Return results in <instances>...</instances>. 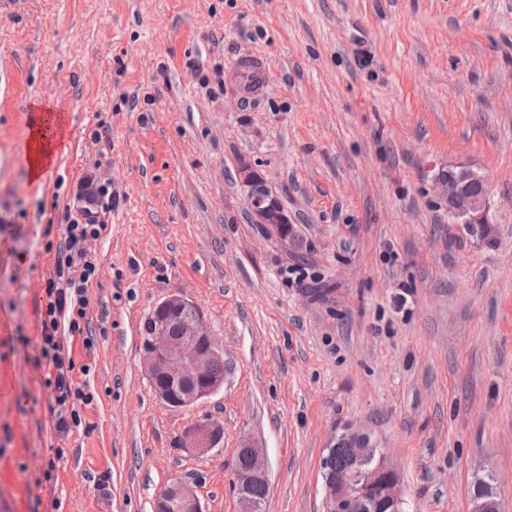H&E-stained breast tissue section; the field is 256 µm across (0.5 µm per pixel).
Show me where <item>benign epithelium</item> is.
<instances>
[{
	"instance_id": "obj_1",
	"label": "benign epithelium",
	"mask_w": 512,
	"mask_h": 512,
	"mask_svg": "<svg viewBox=\"0 0 512 512\" xmlns=\"http://www.w3.org/2000/svg\"><path fill=\"white\" fill-rule=\"evenodd\" d=\"M248 188L255 223L265 224L279 238L288 237L293 228L291 217L280 202L267 191L261 190L259 175L250 171L244 176ZM434 183L441 199L448 206L453 221L466 226L468 231L481 238L490 232V198L485 189L487 178L470 167L450 165L434 175ZM484 186L474 191L471 185ZM190 301L172 294L159 302L149 316V333L142 337L141 351L145 375L156 397L173 408L193 406L218 393L224 380L211 376L213 360L222 352L207 329L202 312L180 318L181 331L172 334L176 314L184 312ZM338 441L353 448L347 473L335 478L326 472L323 476L326 512H366L379 503L389 512H402L403 500L399 493L398 473L386 449L378 446L369 432L346 428ZM224 446V427L215 420L198 421L188 428L178 440L177 447L194 453H206ZM238 450L249 459L245 469L233 471V491L240 504V512H264L267 504L250 500L249 489L257 484H269L268 465L260 445L250 437L240 438ZM154 512H206L192 486L175 480L158 494ZM471 512H503L487 490L483 498L472 500Z\"/></svg>"
}]
</instances>
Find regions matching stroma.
Wrapping results in <instances>:
<instances>
[{
  "label": "stroma",
  "instance_id": "35a3bbf8",
  "mask_svg": "<svg viewBox=\"0 0 512 512\" xmlns=\"http://www.w3.org/2000/svg\"><path fill=\"white\" fill-rule=\"evenodd\" d=\"M249 55L270 65L253 99L225 81ZM2 74L0 512L54 497L59 512H153L174 480L238 512L244 434L264 450L269 512H323L321 461L348 426L391 453L403 512H470L486 475L512 512V0H16ZM38 104L65 120L39 192L19 154ZM457 163L489 179L490 241L448 220L433 175ZM95 169L120 201L96 245L94 429L64 440L50 491L44 230ZM248 170L293 241L255 223ZM295 263L307 281H289ZM174 293L224 352L223 388L187 410L155 397L141 353ZM207 418L223 447L176 450Z\"/></svg>",
  "mask_w": 512,
  "mask_h": 512
}]
</instances>
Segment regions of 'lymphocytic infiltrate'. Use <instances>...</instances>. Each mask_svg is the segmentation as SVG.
Here are the masks:
<instances>
[{
    "label": "lymphocytic infiltrate",
    "mask_w": 512,
    "mask_h": 512,
    "mask_svg": "<svg viewBox=\"0 0 512 512\" xmlns=\"http://www.w3.org/2000/svg\"><path fill=\"white\" fill-rule=\"evenodd\" d=\"M95 201L92 209L65 207L57 241L45 246L51 263L42 280L37 346L53 431L60 442L82 427V409L96 398L89 377L97 355L92 290L100 283V266L88 244L109 234L107 216L117 202L111 183L98 187Z\"/></svg>",
    "instance_id": "f902f5d3"
}]
</instances>
